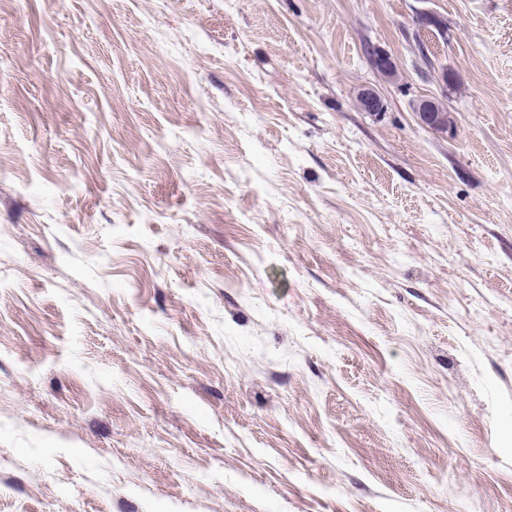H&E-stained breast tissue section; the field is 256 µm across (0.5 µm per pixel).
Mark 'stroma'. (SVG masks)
<instances>
[{
    "instance_id": "obj_1",
    "label": "stroma",
    "mask_w": 512,
    "mask_h": 512,
    "mask_svg": "<svg viewBox=\"0 0 512 512\" xmlns=\"http://www.w3.org/2000/svg\"><path fill=\"white\" fill-rule=\"evenodd\" d=\"M0 512H512V0H0ZM414 109L422 125L426 128L440 133H448V121L438 100L419 98L414 104Z\"/></svg>"
}]
</instances>
